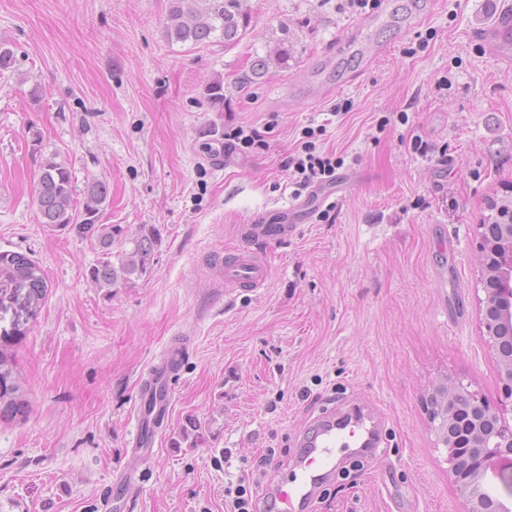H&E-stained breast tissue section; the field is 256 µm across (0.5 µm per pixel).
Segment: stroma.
<instances>
[{"mask_svg":"<svg viewBox=\"0 0 512 512\" xmlns=\"http://www.w3.org/2000/svg\"><path fill=\"white\" fill-rule=\"evenodd\" d=\"M412 1L249 0V35L195 47L167 40L168 0H0L14 53L0 75V250L27 254L48 284L26 335L0 309V350L27 401L0 420V512H101L139 379L176 340L171 421L129 512H229L228 481L270 448L292 467L298 439L352 405L381 445L368 460L344 454L310 512H464L425 398L446 377L502 396L475 251L488 198L512 187V65L479 36L499 0H416L419 21ZM381 13L364 63L335 57ZM281 39L287 68L238 88ZM216 78L220 112L204 94ZM230 126L264 145L220 157ZM306 137L336 157L343 192L262 247L264 288L225 287L212 255L304 196L286 161ZM51 156L75 199L108 184L102 221L123 229L113 254L158 230L151 275L96 287L94 244L40 223L32 198Z\"/></svg>","mask_w":512,"mask_h":512,"instance_id":"stroma-1","label":"stroma"}]
</instances>
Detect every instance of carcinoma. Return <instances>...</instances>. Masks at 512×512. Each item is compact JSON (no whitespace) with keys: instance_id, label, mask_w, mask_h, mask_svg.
I'll use <instances>...</instances> for the list:
<instances>
[{"instance_id":"carcinoma-1","label":"carcinoma","mask_w":512,"mask_h":512,"mask_svg":"<svg viewBox=\"0 0 512 512\" xmlns=\"http://www.w3.org/2000/svg\"><path fill=\"white\" fill-rule=\"evenodd\" d=\"M252 13L248 0H169L166 35L171 41L193 46L224 42L229 46L240 42L251 30ZM290 50L281 42L273 52L256 57L249 70L242 75L246 84L261 80L271 67L288 66ZM206 98L216 112L224 111V81H211L205 88ZM109 197L103 182H93L84 193L82 203L74 200L73 176L69 168L51 157L42 165L38 188L33 197L42 223L51 227L67 228L93 242L101 255L89 271L91 281L100 288H114L132 278L152 273L155 230H141L132 239L133 247L122 253L119 264L112 263L114 225L101 223V215ZM47 284L43 270L27 255L0 251V293L10 291L25 297L29 316L36 315L44 299ZM12 365L0 353V412H19L22 396L9 383Z\"/></svg>"}]
</instances>
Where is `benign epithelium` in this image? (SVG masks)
Returning a JSON list of instances; mask_svg holds the SVG:
<instances>
[{
    "label": "benign epithelium",
    "instance_id": "obj_1",
    "mask_svg": "<svg viewBox=\"0 0 512 512\" xmlns=\"http://www.w3.org/2000/svg\"><path fill=\"white\" fill-rule=\"evenodd\" d=\"M477 263L484 298L480 299L482 338L493 352L503 398L493 405L477 390L456 380L436 384L429 399L439 400L430 423L446 449L448 480L463 498L466 512H512L491 491L488 470L494 459L512 456V221L498 235L479 233Z\"/></svg>",
    "mask_w": 512,
    "mask_h": 512
}]
</instances>
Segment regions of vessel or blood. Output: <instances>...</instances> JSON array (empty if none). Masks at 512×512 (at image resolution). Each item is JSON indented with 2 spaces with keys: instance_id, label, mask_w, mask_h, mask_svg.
<instances>
[{
  "instance_id": "1",
  "label": "vessel or blood",
  "mask_w": 512,
  "mask_h": 512,
  "mask_svg": "<svg viewBox=\"0 0 512 512\" xmlns=\"http://www.w3.org/2000/svg\"><path fill=\"white\" fill-rule=\"evenodd\" d=\"M481 36L483 40L495 43L502 56L512 55V4L501 11L494 24L482 29ZM329 197L327 191L313 190L306 202L292 203L276 219L242 225L240 245L225 256L218 268L225 287L251 290L264 287L269 278V266L256 251V244L287 241L297 229V218L306 212L308 205L323 204ZM183 357L182 347H169L142 375L141 403L135 417L136 434L129 443L132 462L114 472L110 491L102 503L104 512H124L129 492L138 487L147 465L155 456L160 421L171 415L174 380ZM360 443L361 437L356 430H337L335 416L325 417L315 430L299 439V452L290 477L268 487L273 512H306L314 492L334 480L340 463V449L355 448Z\"/></svg>"
}]
</instances>
